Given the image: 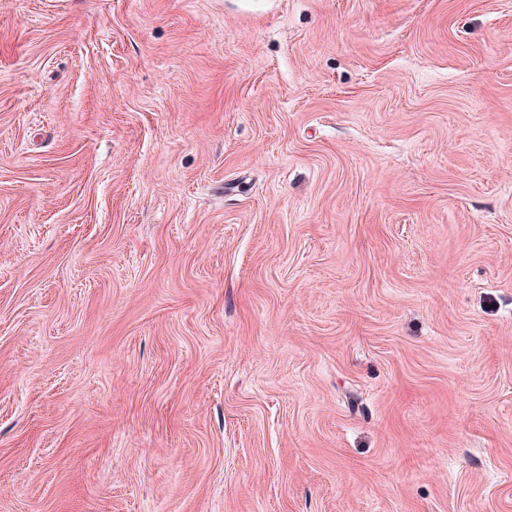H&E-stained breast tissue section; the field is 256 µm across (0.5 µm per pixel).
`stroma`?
<instances>
[{
	"instance_id": "stroma-1",
	"label": "stroma",
	"mask_w": 512,
	"mask_h": 512,
	"mask_svg": "<svg viewBox=\"0 0 512 512\" xmlns=\"http://www.w3.org/2000/svg\"><path fill=\"white\" fill-rule=\"evenodd\" d=\"M0 512H512V0H0Z\"/></svg>"
}]
</instances>
